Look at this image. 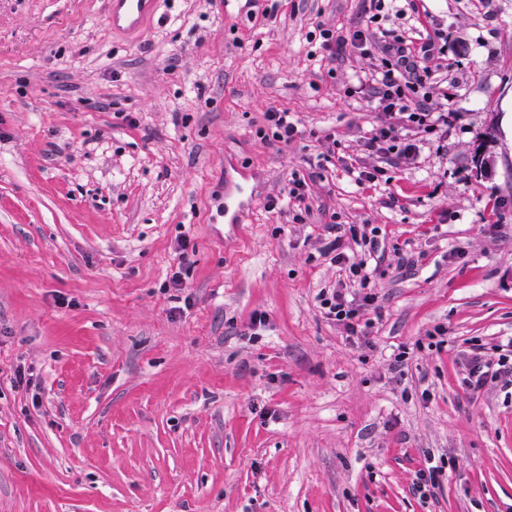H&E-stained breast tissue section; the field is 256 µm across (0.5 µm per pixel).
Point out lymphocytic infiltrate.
<instances>
[{
    "label": "lymphocytic infiltrate",
    "instance_id": "obj_1",
    "mask_svg": "<svg viewBox=\"0 0 512 512\" xmlns=\"http://www.w3.org/2000/svg\"><path fill=\"white\" fill-rule=\"evenodd\" d=\"M319 35L321 49L330 57L348 44L364 54H378L381 64L370 73L368 80L384 119L365 131L362 142L369 154L380 155L385 163L399 164L412 159L416 152L412 134L431 131L448 120L447 115L433 114L420 75L421 58L439 51L437 38H426L415 50L404 35L393 31L387 32L381 40L367 29L339 33L324 28ZM334 260L342 265L346 281L320 289L317 299L328 320L347 335H362V311L375 301L369 291L373 272L367 261H350L341 251L335 254ZM494 350L491 357L481 344L473 343L460 350L459 356L467 369L464 384L471 393L481 392L491 383L505 390L512 389V337L495 344Z\"/></svg>",
    "mask_w": 512,
    "mask_h": 512
}]
</instances>
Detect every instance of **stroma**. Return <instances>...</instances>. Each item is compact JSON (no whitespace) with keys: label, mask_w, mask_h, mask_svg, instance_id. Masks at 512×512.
<instances>
[{"label":"stroma","mask_w":512,"mask_h":512,"mask_svg":"<svg viewBox=\"0 0 512 512\" xmlns=\"http://www.w3.org/2000/svg\"><path fill=\"white\" fill-rule=\"evenodd\" d=\"M410 2L378 26L443 33L421 65L448 126L360 185L375 61L318 33L366 28L369 0H159L136 37L110 0H0V512H512V399L458 358L512 336V0ZM273 107L290 145L260 134ZM228 164L255 190L233 225ZM294 173L301 224L265 207ZM333 220L379 244L358 338L317 300ZM429 452L451 469L423 500ZM267 129L274 141L287 146L298 134V122L287 111L269 109L265 114Z\"/></svg>","instance_id":"35a3bbf8"}]
</instances>
